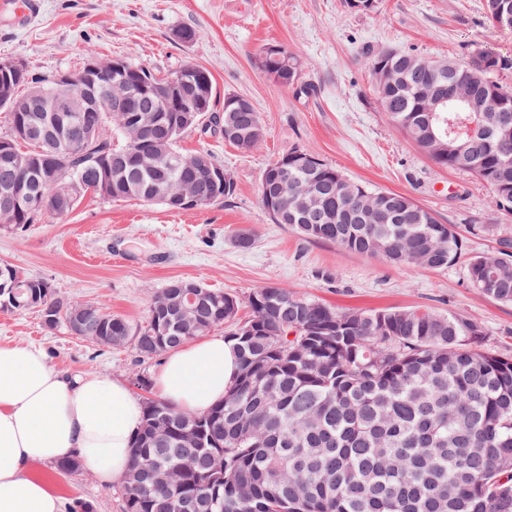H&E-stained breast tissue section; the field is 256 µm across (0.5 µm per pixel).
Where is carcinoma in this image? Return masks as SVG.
Masks as SVG:
<instances>
[{
	"instance_id": "1",
	"label": "carcinoma",
	"mask_w": 512,
	"mask_h": 512,
	"mask_svg": "<svg viewBox=\"0 0 512 512\" xmlns=\"http://www.w3.org/2000/svg\"><path fill=\"white\" fill-rule=\"evenodd\" d=\"M498 14L485 0L486 19L512 29V0H497ZM285 86L300 82L302 66L288 49ZM122 69L99 78L84 93L70 125L75 143L58 157L56 175L26 166L20 158L35 151L16 128L35 124L48 138L58 134L43 117L41 99L53 84L28 74L11 83L23 112L7 113L0 134V179L17 177L48 198L59 219L73 208L61 203L76 193L112 201L143 199L170 210L161 196L194 185L222 203L236 194L230 174L224 183L193 164L200 153H184L174 112H163L155 127L143 129L131 116L149 95L129 80L136 63L116 57ZM387 81L375 87L377 100L398 128L434 163L472 172L492 192L496 206L512 212V91L495 76L512 69V57L483 51L470 63L432 60L388 50L365 60ZM124 81L127 107L109 111L108 86ZM454 94L466 119L463 98L489 95L500 111L497 135L485 138L452 132L436 144L424 138V105L433 89ZM224 126L238 134L236 147L250 150L265 137L259 112L224 108ZM288 162V195L268 214L303 238L326 242L360 255L380 257L404 268L438 271L463 257V242L452 225L403 193L372 190L336 167L291 149L268 164L262 179ZM21 208L0 229L37 223ZM471 285L486 297L512 304V239L502 237L490 254L465 262ZM12 266L0 264V308L34 309L44 325L71 329L80 312L85 333L106 336L98 347L133 344L152 359L187 344L214 327L229 325L236 342L239 374L224 400L205 413L180 410L163 399L152 406L133 444L132 463L122 477L124 512H512V355L485 350L484 327L462 314L431 309H347L263 286L241 302L204 287L195 306L205 327L175 311L165 312L179 293L180 280L154 294L146 324L135 327L92 303H74L39 279L23 277L21 305L10 303ZM210 433L204 448L177 432L176 421Z\"/></svg>"
}]
</instances>
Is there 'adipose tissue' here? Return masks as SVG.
<instances>
[{"label":"adipose tissue","mask_w":512,"mask_h":512,"mask_svg":"<svg viewBox=\"0 0 512 512\" xmlns=\"http://www.w3.org/2000/svg\"><path fill=\"white\" fill-rule=\"evenodd\" d=\"M238 372L234 341L202 339L168 352L153 376L161 399L203 412L222 400ZM144 405L109 375L69 378L42 348L0 344V512H64L37 463L76 455L101 484L122 478Z\"/></svg>","instance_id":"1"}]
</instances>
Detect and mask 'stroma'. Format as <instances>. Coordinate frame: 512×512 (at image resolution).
Returning <instances> with one entry per match:
<instances>
[{"mask_svg": "<svg viewBox=\"0 0 512 512\" xmlns=\"http://www.w3.org/2000/svg\"><path fill=\"white\" fill-rule=\"evenodd\" d=\"M484 4L382 0L378 11L361 13L344 0H39L28 20L0 13V59L45 76L80 67L90 53L127 56L160 75L200 66L212 74L217 95L250 99L265 127L263 143L247 152L197 131L180 141L184 150L214 153L237 184L230 201L177 214L88 195L64 219L46 214L28 229L0 231V264L134 325L173 280L200 281L242 300L273 285L338 308L459 313L483 325L487 350L512 355V305L471 288L464 263L415 271L307 241L275 223L260 198L264 168L298 148L354 182L411 196L454 226L466 254L494 251L497 236H512V213L498 210L486 185L469 171L439 168L392 124L362 63L367 53L388 49L462 62L487 49L512 55V30L492 26ZM184 26L201 29L202 37L177 40ZM268 45L299 57L308 95L263 72L259 52ZM479 224L495 225L496 234L476 232ZM239 229L250 234V247H239ZM6 342L43 348L63 374H108L128 385L161 364L139 358L129 344L96 347L64 328L48 329L33 311H0V344ZM36 471L65 503L124 512L120 482L101 484L87 468L65 475L46 464Z\"/></svg>", "mask_w": 512, "mask_h": 512, "instance_id": "35a3bbf8", "label": "stroma"}]
</instances>
